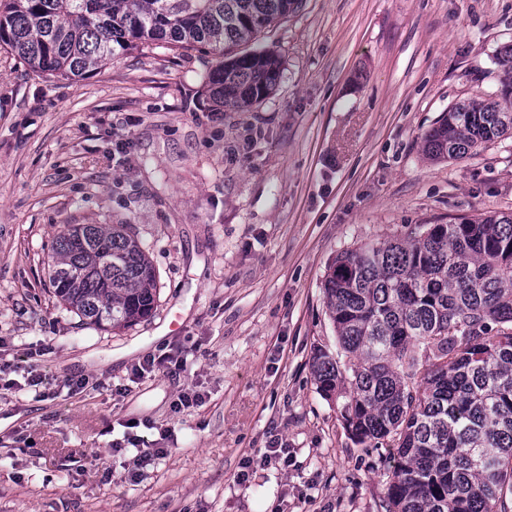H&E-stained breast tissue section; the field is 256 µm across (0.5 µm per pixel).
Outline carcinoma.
Wrapping results in <instances>:
<instances>
[{"mask_svg":"<svg viewBox=\"0 0 512 512\" xmlns=\"http://www.w3.org/2000/svg\"><path fill=\"white\" fill-rule=\"evenodd\" d=\"M296 0H0V46L30 70L74 80L153 44L209 49L215 110L262 103L281 78L243 46ZM498 99L455 104L423 137L461 159L512 133V44ZM155 271L124 225L75 224L56 238L55 295L97 327L155 306ZM338 347L312 361L341 397L353 441L392 448L386 512H512V213L421 224L341 252L324 281Z\"/></svg>","mask_w":512,"mask_h":512,"instance_id":"obj_1","label":"carcinoma"}]
</instances>
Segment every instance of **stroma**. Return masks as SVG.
Wrapping results in <instances>:
<instances>
[{"instance_id":"1","label":"stroma","mask_w":512,"mask_h":512,"mask_svg":"<svg viewBox=\"0 0 512 512\" xmlns=\"http://www.w3.org/2000/svg\"><path fill=\"white\" fill-rule=\"evenodd\" d=\"M507 44L512 0H298L257 39L278 85L221 112L212 53L135 49L70 81L0 49V512H385L392 449L355 445L312 373L336 342L324 279L342 250L512 211V135L458 160L422 140L497 92ZM68 224L139 240L149 318L101 330L59 301ZM163 350L190 366L131 382ZM30 371L44 397L12 388ZM133 435L168 451L135 480L112 452ZM273 443L287 464L260 465Z\"/></svg>"}]
</instances>
